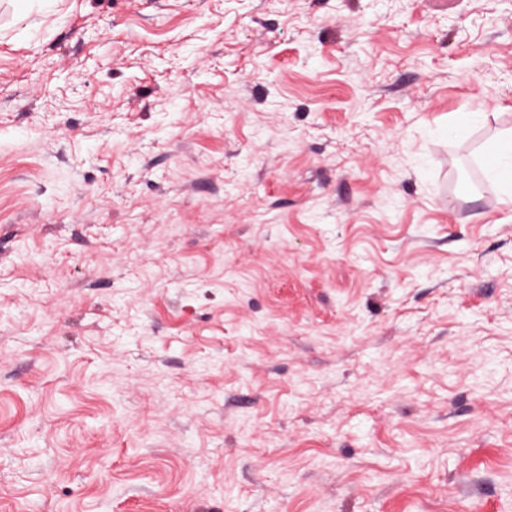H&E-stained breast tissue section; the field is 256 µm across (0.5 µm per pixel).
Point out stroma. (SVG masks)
<instances>
[{
    "label": "stroma",
    "instance_id": "35a3bbf8",
    "mask_svg": "<svg viewBox=\"0 0 512 512\" xmlns=\"http://www.w3.org/2000/svg\"><path fill=\"white\" fill-rule=\"evenodd\" d=\"M509 130L512 0H0V512H512ZM488 175L501 185L507 196L512 195V136L497 139L485 157Z\"/></svg>",
    "mask_w": 512,
    "mask_h": 512
}]
</instances>
